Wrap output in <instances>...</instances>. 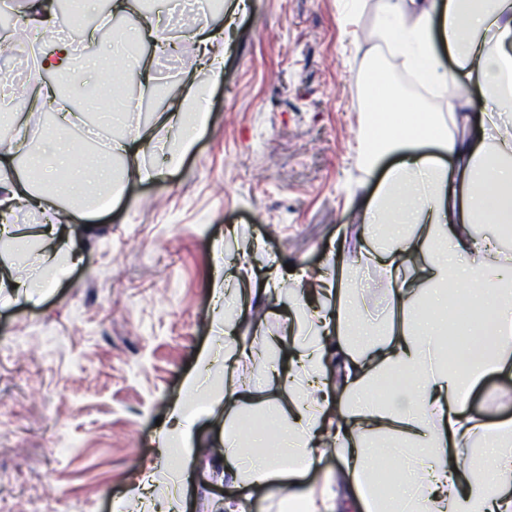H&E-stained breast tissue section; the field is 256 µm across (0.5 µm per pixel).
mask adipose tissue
Segmentation results:
<instances>
[{
	"mask_svg": "<svg viewBox=\"0 0 512 512\" xmlns=\"http://www.w3.org/2000/svg\"><path fill=\"white\" fill-rule=\"evenodd\" d=\"M51 15L31 6L23 22L38 71L69 72L70 41L53 38ZM379 38L404 68L438 91L455 86L447 113L412 110L391 80L388 68L372 61L362 88L370 110L363 140L368 169L388 157L387 169L370 197L356 253L338 246L335 274L299 268L271 269L257 279L252 267H236L232 285L214 280V306L248 295L264 298L292 282L289 333L296 355L288 372L267 367L266 381L282 392L264 405L259 392L240 379L249 354L239 348L232 320L224 322V356L199 353L188 387L207 380L216 362L224 364V403L232 412L265 407L280 435L278 459L244 455L233 434L224 437V465L245 486L279 484L286 492L278 512H512V419L487 423L472 415L468 396L490 374L512 380V251L502 232L512 226V0H386ZM454 66L446 68L442 52ZM486 101L482 129L456 135L467 125L464 110L471 89ZM35 103L49 106L60 135L50 150L34 152L15 120V134L0 150V241L21 248L42 237L45 250L33 276L16 282L12 261L0 263V291L22 284L26 300L56 285L76 266L75 218H89L98 200H118L125 184L162 178L178 165L205 125V98L197 89L173 98L157 116L159 127L177 132L175 145L157 147L135 122L127 101L112 106L105 120L116 127L109 153L121 172L101 168L97 195L86 176L71 168L65 192L50 175L71 155L66 129L91 130L86 113L54 85L36 84ZM162 153L163 164L146 163ZM41 166L36 181L19 176V164ZM43 218L38 235L22 233L8 218L18 208ZM471 224H493L496 232L474 235ZM380 268L389 281L395 322L382 331L369 326L368 310L355 272ZM419 276H411V269ZM470 341L462 354L446 359L442 341L454 325L450 309L470 311ZM333 448H325V439ZM334 455L338 471L307 485L302 478L316 457ZM396 459L391 491L379 494L380 460Z\"/></svg>",
	"mask_w": 512,
	"mask_h": 512,
	"instance_id": "1",
	"label": "adipose tissue"
}]
</instances>
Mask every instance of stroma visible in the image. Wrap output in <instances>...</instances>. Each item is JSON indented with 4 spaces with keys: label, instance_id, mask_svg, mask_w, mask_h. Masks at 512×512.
Returning <instances> with one entry per match:
<instances>
[{
    "label": "stroma",
    "instance_id": "1",
    "mask_svg": "<svg viewBox=\"0 0 512 512\" xmlns=\"http://www.w3.org/2000/svg\"><path fill=\"white\" fill-rule=\"evenodd\" d=\"M191 2L153 5L175 53L154 52L148 39L136 50L154 56L158 102L205 91L203 133L165 179L128 182L119 202L80 222L81 263L38 304L0 297V512H149L130 486L152 479L163 501L179 466L190 475L187 512H213L227 488L225 432L265 425L258 413L227 414L223 367L203 389L186 387L198 353L223 341L215 262L228 274L241 258L259 274L276 261L332 270L337 240L359 227L376 185L362 161L358 84L381 46L383 0H249L217 78L199 70L184 21L194 14L218 30L224 17ZM138 19L122 16L78 45L73 64L87 88L108 83L102 62ZM263 309L262 329L236 323L259 390L264 366L288 349L287 299H264ZM178 400L198 417L181 461L157 446L156 421ZM469 405L512 417V381L485 378Z\"/></svg>",
    "mask_w": 512,
    "mask_h": 512
}]
</instances>
